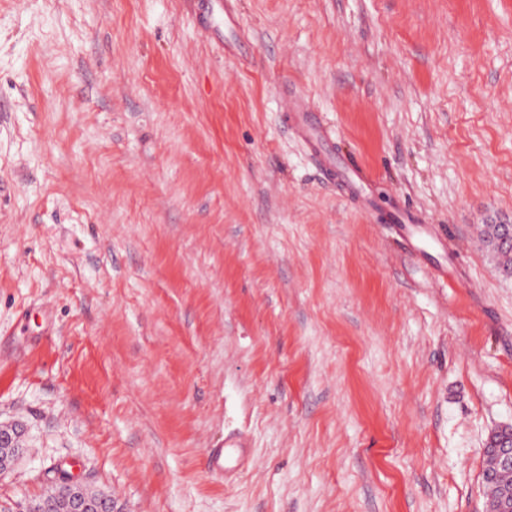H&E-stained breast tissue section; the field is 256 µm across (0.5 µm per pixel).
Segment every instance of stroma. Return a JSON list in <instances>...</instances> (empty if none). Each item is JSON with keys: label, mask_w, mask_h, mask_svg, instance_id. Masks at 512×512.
Segmentation results:
<instances>
[{"label": "stroma", "mask_w": 512, "mask_h": 512, "mask_svg": "<svg viewBox=\"0 0 512 512\" xmlns=\"http://www.w3.org/2000/svg\"><path fill=\"white\" fill-rule=\"evenodd\" d=\"M499 222L512 0H0V508L486 512ZM0 474L10 471L25 454L23 430L17 424L0 423ZM59 496L64 501L66 512H114L112 494H103L97 498L87 497L79 483L64 473L56 483Z\"/></svg>", "instance_id": "1"}]
</instances>
